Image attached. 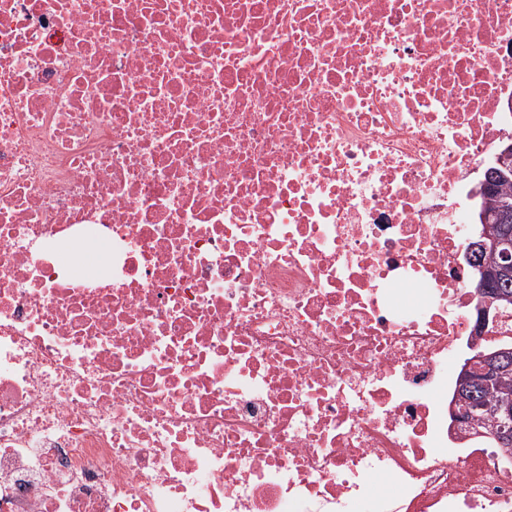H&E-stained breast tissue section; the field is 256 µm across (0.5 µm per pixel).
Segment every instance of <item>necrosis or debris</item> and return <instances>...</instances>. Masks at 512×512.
Masks as SVG:
<instances>
[{
  "label": "necrosis or debris",
  "instance_id": "1",
  "mask_svg": "<svg viewBox=\"0 0 512 512\" xmlns=\"http://www.w3.org/2000/svg\"><path fill=\"white\" fill-rule=\"evenodd\" d=\"M507 141L512 0H0V512H512L449 418Z\"/></svg>",
  "mask_w": 512,
  "mask_h": 512
}]
</instances>
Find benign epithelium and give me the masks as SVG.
Here are the masks:
<instances>
[{"label":"benign epithelium","instance_id":"benign-epithelium-1","mask_svg":"<svg viewBox=\"0 0 512 512\" xmlns=\"http://www.w3.org/2000/svg\"><path fill=\"white\" fill-rule=\"evenodd\" d=\"M482 236L493 245V256L479 266L480 279L471 283L477 302V326L474 332V356L467 361L459 376L457 393L476 387H489L512 377V355L505 350L486 352L481 349L480 335L500 315V305L512 298L498 288V281L512 278V206L503 202L496 210L494 226H486ZM452 426L460 439L474 436L471 413L466 407L451 408ZM496 430L491 436L504 448L512 445V402L504 401L494 410Z\"/></svg>","mask_w":512,"mask_h":512}]
</instances>
